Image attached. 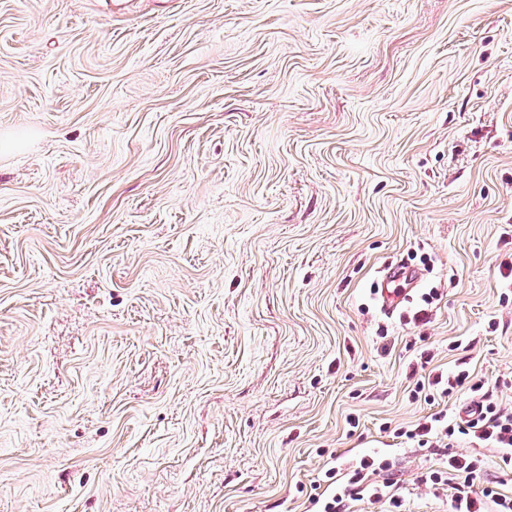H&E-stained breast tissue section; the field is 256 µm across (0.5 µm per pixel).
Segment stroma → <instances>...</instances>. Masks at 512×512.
Segmentation results:
<instances>
[{
  "instance_id": "obj_1",
  "label": "stroma",
  "mask_w": 512,
  "mask_h": 512,
  "mask_svg": "<svg viewBox=\"0 0 512 512\" xmlns=\"http://www.w3.org/2000/svg\"><path fill=\"white\" fill-rule=\"evenodd\" d=\"M107 2L0 0V512H450L394 432L425 349L512 405V0ZM421 279L422 274L409 266H388L375 292L382 311L392 315L409 298ZM322 482V483H321ZM323 490L309 496L311 512H355L354 502L380 504L384 512H402L403 500L396 494L397 480L393 464L387 457L366 455L358 458L345 473L336 467L324 471L314 490ZM398 509V510H397Z\"/></svg>"
}]
</instances>
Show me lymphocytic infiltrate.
Masks as SVG:
<instances>
[{
  "label": "lymphocytic infiltrate",
  "mask_w": 512,
  "mask_h": 512,
  "mask_svg": "<svg viewBox=\"0 0 512 512\" xmlns=\"http://www.w3.org/2000/svg\"><path fill=\"white\" fill-rule=\"evenodd\" d=\"M468 387L473 395L467 416L442 409L420 424L401 432L402 437L419 447H452L464 438L477 446V453L448 458L443 469L422 472L420 482L452 491V512H512V494L500 490L496 482L483 480L485 468L482 449H496L505 468L512 469V406L494 399L483 382L472 380L462 370L453 378L436 374L417 380L414 391L426 400L450 397L455 389ZM323 489L309 498L314 512H351L353 503L365 501L398 512L403 501L396 492L397 481L389 458L366 455L357 459L347 471L327 468Z\"/></svg>",
  "instance_id": "obj_1"
}]
</instances>
